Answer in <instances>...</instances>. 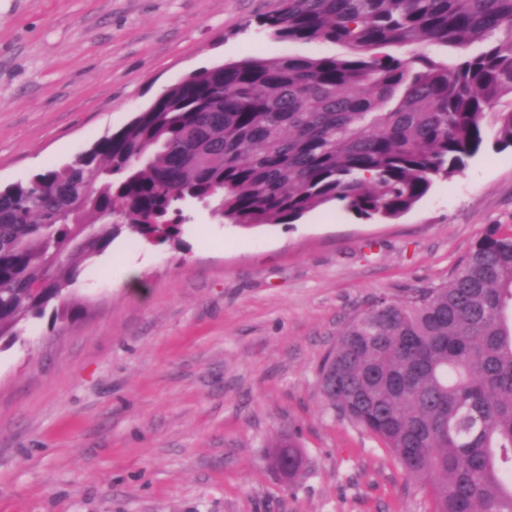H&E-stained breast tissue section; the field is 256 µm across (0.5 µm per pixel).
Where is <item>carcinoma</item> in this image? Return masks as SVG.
I'll list each match as a JSON object with an SVG mask.
<instances>
[{
  "label": "carcinoma",
  "instance_id": "1",
  "mask_svg": "<svg viewBox=\"0 0 512 512\" xmlns=\"http://www.w3.org/2000/svg\"><path fill=\"white\" fill-rule=\"evenodd\" d=\"M257 24L346 52L201 69L69 162L0 189L1 350L48 311L68 319L78 263L121 233L178 237L184 203L247 229L329 203L392 219L487 145L512 147V0H278ZM319 382L426 483L432 512H512V234L489 228L448 285L353 317ZM266 460L303 475L291 434Z\"/></svg>",
  "mask_w": 512,
  "mask_h": 512
}]
</instances>
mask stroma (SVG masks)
<instances>
[{
  "label": "stroma",
  "instance_id": "obj_1",
  "mask_svg": "<svg viewBox=\"0 0 512 512\" xmlns=\"http://www.w3.org/2000/svg\"><path fill=\"white\" fill-rule=\"evenodd\" d=\"M276 4L0 0V187L200 68L338 53L271 39L255 20ZM190 213L177 245L117 237L84 265L70 320L0 351V512H430L427 486L327 406L318 370L352 316L447 285L489 226L512 234V148L395 219L328 205L246 231ZM288 432L306 460L291 484L266 462Z\"/></svg>",
  "mask_w": 512,
  "mask_h": 512
}]
</instances>
